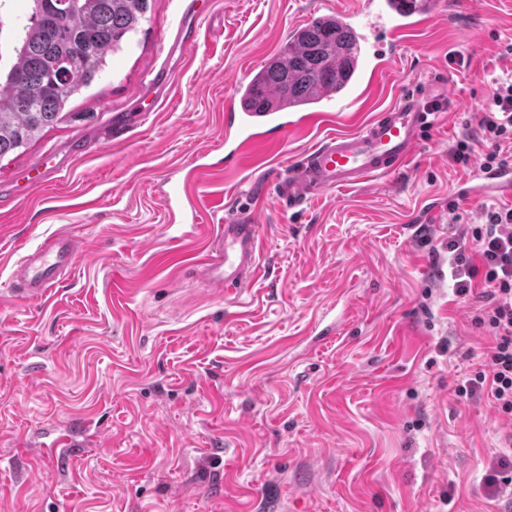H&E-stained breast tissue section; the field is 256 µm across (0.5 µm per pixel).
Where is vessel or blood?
<instances>
[{
	"label": "vessel or blood",
	"instance_id": "b4317fda",
	"mask_svg": "<svg viewBox=\"0 0 512 512\" xmlns=\"http://www.w3.org/2000/svg\"><path fill=\"white\" fill-rule=\"evenodd\" d=\"M436 0H362L360 7L341 16L361 50L360 75L375 87L393 68L398 48L408 36L434 23ZM204 18L198 0H186L169 54L182 53L196 40ZM335 97L323 94L320 107L286 120L281 112H226L224 135L234 138L239 163L261 161L260 147L273 133L281 137L301 133L330 122ZM432 115L430 101L421 94L400 92L396 102L356 130H340L289 165L281 174L278 193L289 207L303 205L325 191L366 183L390 174L413 157L424 127ZM470 199L488 194L512 199V168L480 170L468 180ZM261 226L247 213L221 224L215 238L196 260L194 269L205 282L225 292H239L258 270ZM79 252L77 241L56 234L24 255L15 276L14 293L31 302L45 299L50 289L69 274Z\"/></svg>",
	"mask_w": 512,
	"mask_h": 512
}]
</instances>
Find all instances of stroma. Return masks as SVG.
<instances>
[{"instance_id":"obj_1","label":"stroma","mask_w":512,"mask_h":512,"mask_svg":"<svg viewBox=\"0 0 512 512\" xmlns=\"http://www.w3.org/2000/svg\"><path fill=\"white\" fill-rule=\"evenodd\" d=\"M359 2L207 0L197 46L174 61L182 0H153L71 118L0 159V512H512L484 487L512 416L456 391L493 339L446 275L449 238L496 203L462 197L484 145L465 166L452 151L491 78L512 73L499 55L512 0H438L388 88L348 94L345 123L403 88L446 101L409 165L292 210L267 170L244 183L222 166L196 186V223L168 229L163 192L223 143L236 87L291 27ZM163 67L175 77L159 100L147 73ZM129 113L128 138L100 142ZM46 164L60 178L27 185ZM256 202L262 265L247 288L182 271ZM60 231L82 242L71 273L42 301L16 297L17 262ZM89 419L101 428L68 467L37 458L44 430Z\"/></svg>"}]
</instances>
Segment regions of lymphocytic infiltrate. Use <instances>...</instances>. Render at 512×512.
Returning <instances> with one entry per match:
<instances>
[{
    "label": "lymphocytic infiltrate",
    "instance_id": "1",
    "mask_svg": "<svg viewBox=\"0 0 512 512\" xmlns=\"http://www.w3.org/2000/svg\"><path fill=\"white\" fill-rule=\"evenodd\" d=\"M479 136L487 146L485 169L512 165V77L494 79L482 103ZM470 236L448 240V271L457 295L482 300L477 317L493 338L485 368L458 387L459 394H486L512 416V206L484 210Z\"/></svg>",
    "mask_w": 512,
    "mask_h": 512
}]
</instances>
